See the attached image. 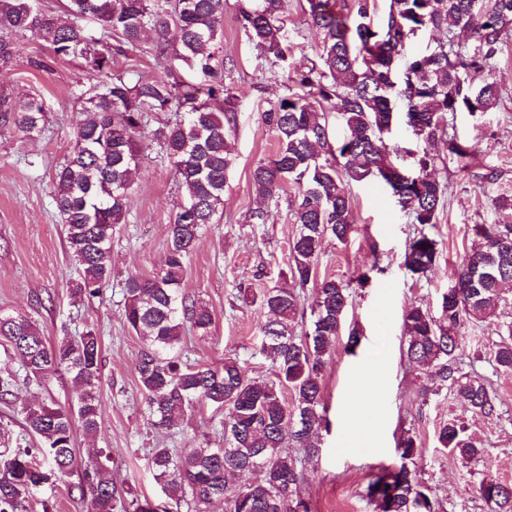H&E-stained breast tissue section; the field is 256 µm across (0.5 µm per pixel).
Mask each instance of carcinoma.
Returning <instances> with one entry per match:
<instances>
[{"mask_svg": "<svg viewBox=\"0 0 512 512\" xmlns=\"http://www.w3.org/2000/svg\"><path fill=\"white\" fill-rule=\"evenodd\" d=\"M69 15L97 21L103 42L78 24L50 17L32 0H0V66L19 53L17 34L36 33L49 44L53 60L82 58L98 78L85 98L72 150L56 172L57 209L67 228L69 247L82 270L74 295L92 302L103 297L111 278L109 242L125 221L127 193L146 147L139 138L151 112L182 113L160 131V144L186 189L178 205L163 268L150 278L129 277L124 285L126 324L144 347L137 367L151 424L168 429L200 406L226 410L224 447L155 448L150 462L167 499L188 512H208L215 499L225 512H310L301 496V474L288 448L318 453L315 439L328 426L321 373L347 313L350 282L317 276L326 238L346 243L356 230L348 188L376 181L390 189L412 223L404 266L419 278L433 268L438 242L425 232L437 222L447 186L433 174L425 152L412 170L399 163L398 150L385 135L403 120L417 139H445L448 155L469 156L448 132V114L491 111L497 83L473 76L492 67L512 36V0H306L307 23L320 31L318 62L293 77L288 95L261 114L276 136L273 157L258 164L252 180L265 198L294 190L291 212L298 233L289 265L292 285L260 295L274 317L261 324L258 353L272 363L273 378L247 375L237 360L220 367L186 363L173 354L184 327L206 336L213 323L208 307L181 291L187 261L202 229L224 207V188L234 165L230 133L236 127L237 97L224 88V58L208 50L224 24L226 0H69ZM283 0H236L240 27L268 56L286 60L280 25ZM470 32L472 45L455 43L453 29ZM422 29L446 31V38L423 51L412 46ZM163 58L158 76L135 81L112 73L114 56L129 57L146 32ZM336 102L342 133L333 134L325 102ZM47 116L39 96L14 100L0 93V130L26 137L41 131ZM480 251L461 261L451 285L439 296L438 314L424 304L403 315L406 355L422 378L423 400L449 389L476 414L496 411L495 396L480 377L462 373L456 351L467 322L495 316L501 287L512 283V225L476 224ZM312 287L311 325L294 333L304 316L303 291ZM0 340L19 356L28 381L64 370L80 387L77 404L50 406L20 402L27 438L0 451V512H30L32 497L77 467L74 433H97L102 416L98 396L99 337L49 341L29 317L0 313ZM499 369L512 373V325L495 350ZM292 391V400L284 390ZM439 447L464 460L481 449L457 421L442 424ZM397 453L400 465L367 486L375 512H443L418 475L422 446L407 430ZM258 464L262 479H237ZM89 497L91 512H168L150 499L117 488L108 476L103 451L89 449L78 483L69 492ZM477 492L490 512H512V486L482 481Z\"/></svg>", "mask_w": 512, "mask_h": 512, "instance_id": "obj_1", "label": "carcinoma"}]
</instances>
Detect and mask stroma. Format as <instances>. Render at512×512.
I'll list each match as a JSON object with an SVG mask.
<instances>
[{
    "label": "stroma",
    "instance_id": "obj_1",
    "mask_svg": "<svg viewBox=\"0 0 512 512\" xmlns=\"http://www.w3.org/2000/svg\"><path fill=\"white\" fill-rule=\"evenodd\" d=\"M306 0H284L282 13L286 60L266 56L235 21V6L224 9L217 41L224 57V85L239 99L237 130L232 137L236 160L224 189V208L197 240L182 283L188 297L213 314L207 336L190 331L181 355L192 362L222 365L238 360L249 376L267 379L270 360L258 355L260 323L265 315L255 295L282 284L289 270V245L298 231L285 199L268 200L251 177L255 166L275 149L273 132L261 113L288 93V78L315 60L321 36L306 21ZM23 51L12 64L0 67V92L13 98L41 95L47 104L42 131L23 140L0 131V312L36 320L49 341L94 331L102 347L99 399L102 419L95 436H76V453L86 460L91 448L109 454L117 486L162 498L149 459L156 448L224 444V414L210 407L188 412L174 427L155 429L139 386L136 365L143 344L124 320L123 286L128 277L152 276L163 263L168 227L184 190L163 154L158 133L175 121L172 112L151 115L140 131L148 156L128 194L124 224L112 234V275L104 298L92 303L74 299L80 279L54 202L55 174L67 158L80 117V94L96 81L84 60H52L38 36H20ZM47 66H31V59ZM499 87L496 107L482 115L459 112L448 119L470 152L467 161L448 154L446 142L423 144L404 123H396L388 143L436 159V176L447 186L444 204L430 234L438 242L436 262L426 277L412 276L404 266L406 242L414 226L389 189L378 183L350 188L358 230L347 243L326 238L318 277L353 281L368 274L365 285L352 288L345 326L357 328L359 344L347 349L340 334L327 357L322 384L328 431L319 437L317 456L303 458L300 490L311 512H373L365 498L368 483L385 468L398 465L396 445L404 431L415 432L423 446L419 477L442 502L445 512H489L475 488L481 480L512 485V373L496 369L493 355L504 324L512 323V290L505 292L494 317L464 325L459 358L463 373L480 376L492 389L497 410L473 413L452 392L423 400L416 372L406 358L403 312L414 304L436 308L438 296L452 280L457 265L478 248L476 224H512V210L492 204L499 195L512 196V39L507 40L488 71ZM493 181H486V174ZM263 210L265 221L251 215ZM250 299H243L242 290ZM374 371L377 392L364 396L359 378ZM25 398L67 406L77 398L69 375L57 372L41 383L22 388ZM463 422L482 453L464 462L437 447L436 431L449 419Z\"/></svg>",
    "mask_w": 512,
    "mask_h": 512
}]
</instances>
